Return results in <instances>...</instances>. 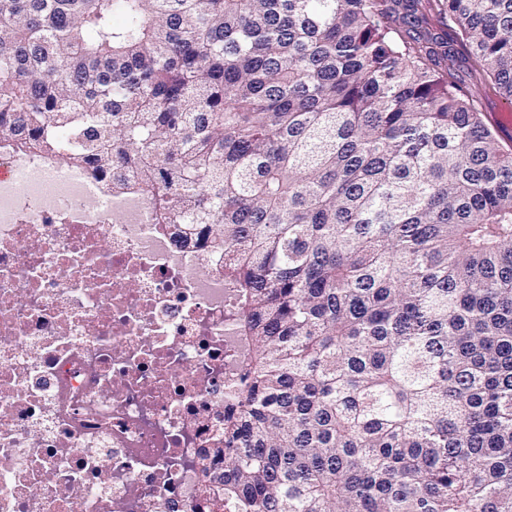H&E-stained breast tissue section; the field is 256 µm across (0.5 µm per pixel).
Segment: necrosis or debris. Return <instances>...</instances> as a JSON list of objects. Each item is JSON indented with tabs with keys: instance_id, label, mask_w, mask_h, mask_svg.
<instances>
[{
	"instance_id": "necrosis-or-debris-1",
	"label": "necrosis or debris",
	"mask_w": 512,
	"mask_h": 512,
	"mask_svg": "<svg viewBox=\"0 0 512 512\" xmlns=\"http://www.w3.org/2000/svg\"><path fill=\"white\" fill-rule=\"evenodd\" d=\"M230 294L144 196L0 152V512H209Z\"/></svg>"
}]
</instances>
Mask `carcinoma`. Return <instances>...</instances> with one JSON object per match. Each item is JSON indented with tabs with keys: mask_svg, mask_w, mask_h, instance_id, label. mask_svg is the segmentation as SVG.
Returning a JSON list of instances; mask_svg holds the SVG:
<instances>
[{
	"mask_svg": "<svg viewBox=\"0 0 512 512\" xmlns=\"http://www.w3.org/2000/svg\"><path fill=\"white\" fill-rule=\"evenodd\" d=\"M440 13L512 101V0ZM440 46L420 0H0V147L224 248L217 512H512V149Z\"/></svg>",
	"mask_w": 512,
	"mask_h": 512,
	"instance_id": "carcinoma-1",
	"label": "carcinoma"
}]
</instances>
